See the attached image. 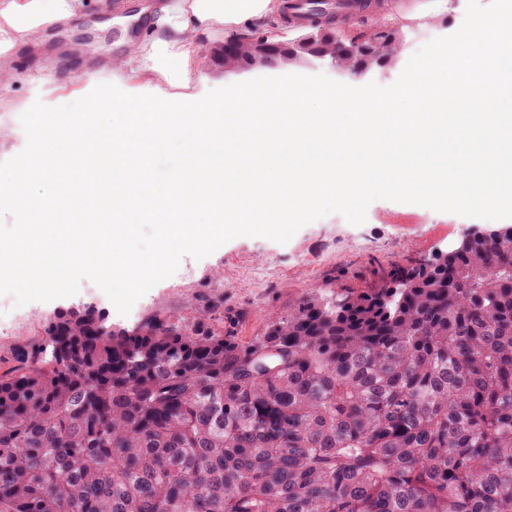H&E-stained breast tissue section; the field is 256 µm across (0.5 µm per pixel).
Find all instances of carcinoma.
Wrapping results in <instances>:
<instances>
[{"instance_id": "1", "label": "carcinoma", "mask_w": 512, "mask_h": 512, "mask_svg": "<svg viewBox=\"0 0 512 512\" xmlns=\"http://www.w3.org/2000/svg\"><path fill=\"white\" fill-rule=\"evenodd\" d=\"M0 507L512 512V225L248 340L57 311L0 373Z\"/></svg>"}]
</instances>
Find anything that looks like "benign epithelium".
Here are the masks:
<instances>
[{"instance_id":"benign-epithelium-1","label":"benign epithelium","mask_w":512,"mask_h":512,"mask_svg":"<svg viewBox=\"0 0 512 512\" xmlns=\"http://www.w3.org/2000/svg\"><path fill=\"white\" fill-rule=\"evenodd\" d=\"M346 38L345 32L339 28L319 29L293 42L278 41L268 35L249 41L230 36L224 39V45L212 56L216 59L217 67L226 74L296 62L306 59L308 54L330 60L336 73L343 77H361L369 72L364 65H352L350 58L355 55L365 59L377 57V69L381 71L395 63L394 56L387 54L381 44L357 38L349 47L345 44Z\"/></svg>"}]
</instances>
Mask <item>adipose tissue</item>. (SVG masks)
<instances>
[{
  "mask_svg": "<svg viewBox=\"0 0 512 512\" xmlns=\"http://www.w3.org/2000/svg\"><path fill=\"white\" fill-rule=\"evenodd\" d=\"M89 5L0 0V56L83 19ZM285 11V0H162L146 34L111 62L124 97L35 113L41 160L0 178V212L24 209L35 221L14 225L0 270L23 285L36 277L57 287L80 262L136 286L169 259L170 244L188 254L240 224L298 217L328 197L358 203L377 190L512 212V113L499 109L512 104V6L436 45L395 98L306 87L285 71L245 94L196 93L206 51L226 36L282 25ZM172 140L183 146V165L157 179L156 157ZM86 178L93 197L108 202V223L73 218ZM202 189L210 203L196 224L184 201ZM134 223L154 224L153 257L124 251Z\"/></svg>",
  "mask_w": 512,
  "mask_h": 512,
  "instance_id": "1",
  "label": "adipose tissue"
}]
</instances>
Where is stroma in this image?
<instances>
[{"mask_svg": "<svg viewBox=\"0 0 512 512\" xmlns=\"http://www.w3.org/2000/svg\"><path fill=\"white\" fill-rule=\"evenodd\" d=\"M396 13L402 48L386 73L343 78L319 60L289 64V71L313 87L344 84L374 97L394 95L408 71L426 59L466 19L457 10L434 13L432 0H388ZM92 30L89 45L42 43L15 48L0 69V129L33 134L37 112L81 111L89 91L119 96L110 59L122 56L143 27L122 26L89 10L74 32ZM275 69L224 76L206 68L205 93L220 95L270 82ZM506 223L496 208H434L401 193L375 192L356 205L326 199L287 224H246L224 239L157 265L138 288L72 267L60 291L0 276V367L15 365L21 347L41 332L54 312L91 305L115 328L131 329L157 316L183 324L207 313L214 325L234 322L239 336L260 335L271 315L287 314L301 299L318 294L334 299L379 287L391 269L433 259L456 248L474 228Z\"/></svg>", "mask_w": 512, "mask_h": 512, "instance_id": "1", "label": "stroma"}]
</instances>
